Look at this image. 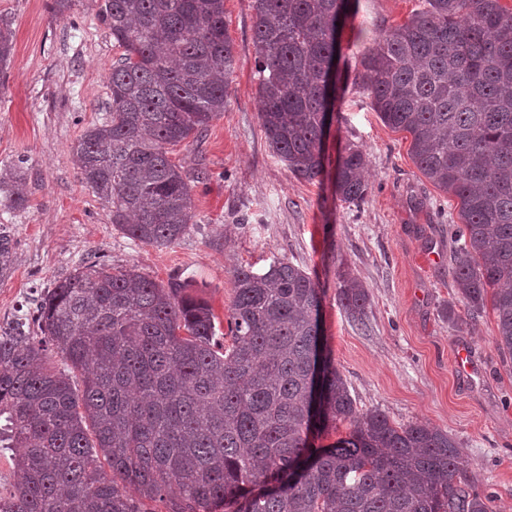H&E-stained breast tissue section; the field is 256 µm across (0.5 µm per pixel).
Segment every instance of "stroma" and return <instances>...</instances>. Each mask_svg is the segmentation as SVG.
Listing matches in <instances>:
<instances>
[{
    "mask_svg": "<svg viewBox=\"0 0 512 512\" xmlns=\"http://www.w3.org/2000/svg\"><path fill=\"white\" fill-rule=\"evenodd\" d=\"M49 0H0L13 50L0 74V230L13 263L0 275V327L34 320L41 295L81 266L133 268L159 283L189 282L191 295L226 323L234 272L283 260L322 290L321 323L337 369L359 411L447 431L496 512H512V359L496 348L493 310L457 325L447 308L465 306L448 273L458 202L416 167L410 136L384 124L355 81L362 53L422 9L421 0H354L340 36L342 96L325 145V173L296 178L273 155L259 120L253 0H224L236 58L228 104L201 138L172 147L184 171H204L192 192L194 219L175 244L128 238L81 183L71 147L106 116V75L121 50L95 18L92 0L58 17ZM367 160L359 202L336 193V165L349 146ZM25 160L26 203L12 204L14 166ZM370 295L364 323L336 300L338 272ZM469 355L458 368L457 350Z\"/></svg>",
    "mask_w": 512,
    "mask_h": 512,
    "instance_id": "obj_1",
    "label": "stroma"
}]
</instances>
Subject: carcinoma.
I'll return each mask as SVG.
<instances>
[{"label": "carcinoma", "instance_id": "carcinoma-1", "mask_svg": "<svg viewBox=\"0 0 512 512\" xmlns=\"http://www.w3.org/2000/svg\"><path fill=\"white\" fill-rule=\"evenodd\" d=\"M365 49L355 75L381 120L412 136L420 173L459 201L449 274L475 321L491 300L512 359V11L500 0H425ZM350 0H254L260 124L292 174L323 175L339 26ZM123 49L109 115L72 146L81 181L127 237L167 247L193 223L192 176L169 147L224 112L235 68L224 0H100ZM0 16V67L13 50ZM350 146L336 193L363 199ZM218 338L188 283L84 265L47 290L35 321L0 334V447L16 479L0 512H493L445 431L361 412L324 343L322 289L300 267L239 268ZM364 320L366 288L336 292ZM338 422L349 435L315 448ZM112 476H107L103 465Z\"/></svg>", "mask_w": 512, "mask_h": 512}]
</instances>
